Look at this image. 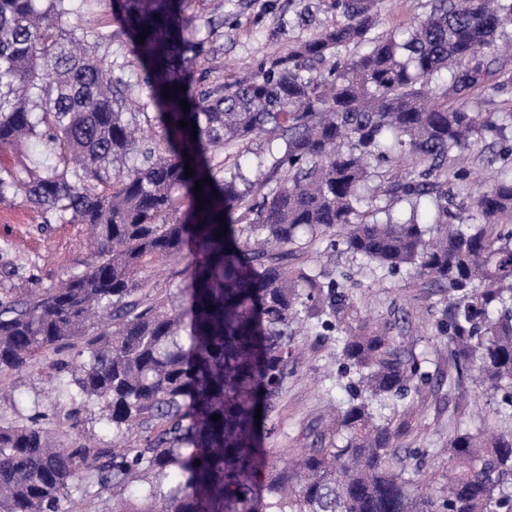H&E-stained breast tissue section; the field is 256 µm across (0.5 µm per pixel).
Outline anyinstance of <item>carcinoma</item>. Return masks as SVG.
<instances>
[{
    "instance_id": "obj_1",
    "label": "carcinoma",
    "mask_w": 512,
    "mask_h": 512,
    "mask_svg": "<svg viewBox=\"0 0 512 512\" xmlns=\"http://www.w3.org/2000/svg\"><path fill=\"white\" fill-rule=\"evenodd\" d=\"M190 3L112 0L160 145L138 135L149 116L96 55L103 33H76L91 0H0V150L34 140L56 159L0 168V200L23 192L56 221L89 225L96 244L61 287L0 301V372L69 348L52 364L58 397L72 418L98 401L112 426V445L70 448L34 420L0 425V512H64L72 487L96 496L137 481L145 512H512V433L456 434L443 485L421 488L397 445L410 422L378 420L372 403L417 391L426 360L354 316L343 286L288 266L305 233L418 271L452 294L442 325L455 385L512 389V167L465 217L446 189L464 180L451 155L512 121L464 105L483 84L480 52L512 24V0H431L411 31L386 35L374 34L373 0H334L344 22L204 90L186 70L202 52ZM351 45L364 51L341 58ZM257 134L271 174H225L217 157L239 156ZM397 151L426 164L390 187L411 204L405 220L366 190L372 163ZM184 260V302L150 294L154 266ZM326 312L345 320L351 400L281 469L263 441L298 364L295 325Z\"/></svg>"
}]
</instances>
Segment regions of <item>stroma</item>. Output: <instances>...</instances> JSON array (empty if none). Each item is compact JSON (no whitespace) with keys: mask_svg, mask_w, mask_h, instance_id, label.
<instances>
[{"mask_svg":"<svg viewBox=\"0 0 512 512\" xmlns=\"http://www.w3.org/2000/svg\"><path fill=\"white\" fill-rule=\"evenodd\" d=\"M377 33H401L417 17L428 12V0H375ZM188 15L196 38L205 42V52L190 62L189 72L198 88L230 83L271 61L297 43L316 37L322 30L342 22L343 15L332 0H192ZM77 24L102 27L110 39L101 54L124 62L122 78L131 83V96L139 111L155 113V104L141 93L136 81L141 66L121 25L112 17L111 0H97L93 10L81 14ZM489 76L481 89L468 98L475 112H512V27L497 40L494 51L484 56ZM512 148V129L505 137L479 136L470 149L457 154L452 165L466 171L463 183L449 185L455 205L470 211L488 179L504 165L503 154ZM86 230L79 224L45 223L42 212L22 196L0 201V298L12 297L26 288H54L81 271L90 259ZM298 267L322 272L348 291L351 305L370 324L387 327L404 348L415 349L429 360L430 379L418 392L395 404L381 407L382 415L410 412L412 426L400 436L399 447L408 449V466H420L421 477L437 475L448 461V441L469 430L508 433L512 418L498 410L496 400L466 385L455 390V367L448 355L441 328L448 293L412 270L390 273L343 249L328 250L319 243L299 249L292 258ZM338 328L303 323L296 338L301 359L272 414L276 434L267 439L277 462L296 458L309 447L316 429L344 408L348 395L346 378L340 373L336 347ZM50 359L14 372L9 389L0 397V422L22 417L65 429V441L78 445L92 436L111 443L112 429L97 402L81 408L77 427H70L68 403L53 390Z\"/></svg>","mask_w":512,"mask_h":512,"instance_id":"stroma-1","label":"stroma"}]
</instances>
